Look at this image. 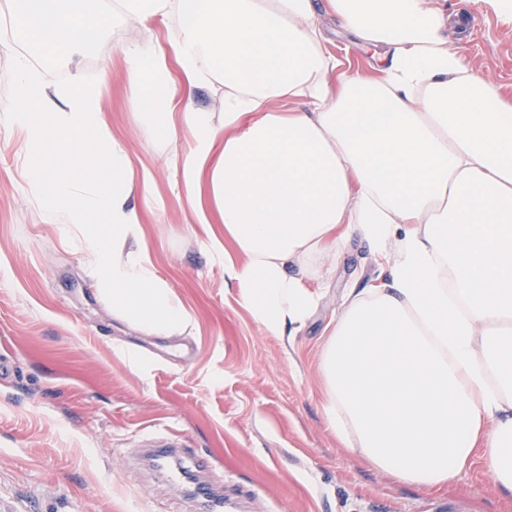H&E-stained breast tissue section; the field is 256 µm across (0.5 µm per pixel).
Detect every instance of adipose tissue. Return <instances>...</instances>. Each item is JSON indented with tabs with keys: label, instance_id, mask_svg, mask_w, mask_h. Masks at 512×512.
<instances>
[{
	"label": "adipose tissue",
	"instance_id": "adipose-tissue-1",
	"mask_svg": "<svg viewBox=\"0 0 512 512\" xmlns=\"http://www.w3.org/2000/svg\"><path fill=\"white\" fill-rule=\"evenodd\" d=\"M117 7L176 22L166 43L123 47L126 79L160 141L173 140L182 109L193 142L185 185L206 191L224 226L208 247L268 335H291L318 301L290 262L353 235L392 258L389 279L353 294L323 349L324 413L337 437L421 489L448 484L478 455L512 495V97L449 48L440 0ZM13 11L16 37L53 56L80 52L109 24L93 0H14ZM327 18L370 50L367 69H341ZM216 81L220 126L183 98ZM34 99L48 125L33 124ZM0 128L31 141L68 133L51 171L26 174L47 223L79 233L113 313L155 333L185 327L191 315L155 270L131 160L99 91L77 76L46 88L20 63ZM88 134L111 182L63 176Z\"/></svg>",
	"mask_w": 512,
	"mask_h": 512
}]
</instances>
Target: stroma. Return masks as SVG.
Listing matches in <instances>:
<instances>
[{
  "label": "stroma",
  "mask_w": 512,
  "mask_h": 512,
  "mask_svg": "<svg viewBox=\"0 0 512 512\" xmlns=\"http://www.w3.org/2000/svg\"><path fill=\"white\" fill-rule=\"evenodd\" d=\"M82 55L46 66L0 27V113L13 102L15 61L27 57L46 86L79 75L102 86V112L127 150L152 208L146 241L158 275L182 300L189 325L168 335L112 313L75 243L43 221L25 174L64 147L0 131V512H203L138 452L143 436L176 434L205 455L223 512H512L482 461L443 488L424 490L366 465L323 414L318 359L354 288L381 282L388 264L353 237L308 261L319 301L294 336L268 335L238 287L206 250L223 234L214 209L199 223L181 172L192 141L161 146L137 115L120 48L164 38L174 21L144 28L112 16ZM448 45L512 91V18L491 0H444Z\"/></svg>",
  "instance_id": "obj_1"
}]
</instances>
